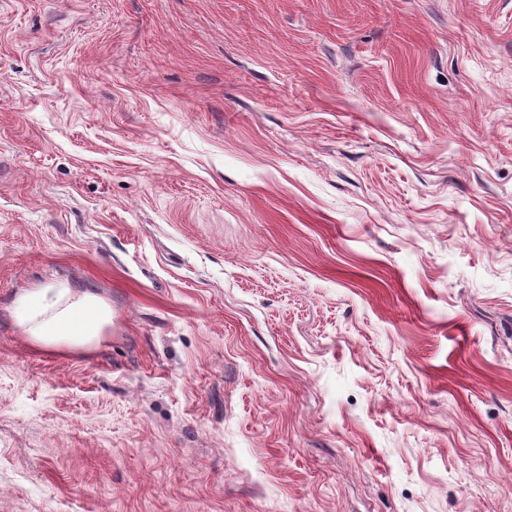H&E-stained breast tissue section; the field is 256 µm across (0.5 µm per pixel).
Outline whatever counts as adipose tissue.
<instances>
[{
    "label": "adipose tissue",
    "mask_w": 512,
    "mask_h": 512,
    "mask_svg": "<svg viewBox=\"0 0 512 512\" xmlns=\"http://www.w3.org/2000/svg\"><path fill=\"white\" fill-rule=\"evenodd\" d=\"M13 322L32 345L75 349L102 340L112 323V310L86 290L33 288L17 295Z\"/></svg>",
    "instance_id": "obj_1"
}]
</instances>
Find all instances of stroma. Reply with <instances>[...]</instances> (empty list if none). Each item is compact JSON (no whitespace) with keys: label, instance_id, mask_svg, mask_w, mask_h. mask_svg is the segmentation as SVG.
I'll list each match as a JSON object with an SVG mask.
<instances>
[{"label":"stroma","instance_id":"obj_1","mask_svg":"<svg viewBox=\"0 0 512 512\" xmlns=\"http://www.w3.org/2000/svg\"><path fill=\"white\" fill-rule=\"evenodd\" d=\"M0 512H512V0H0ZM13 322L38 347L82 348L99 342L112 324V310L100 297L76 288H32L17 295Z\"/></svg>","mask_w":512,"mask_h":512}]
</instances>
